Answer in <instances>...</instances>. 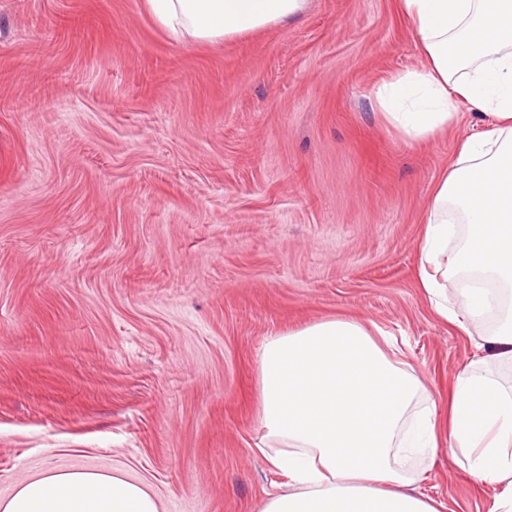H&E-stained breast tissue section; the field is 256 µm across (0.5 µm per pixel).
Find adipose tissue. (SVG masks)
I'll list each match as a JSON object with an SVG mask.
<instances>
[{
  "mask_svg": "<svg viewBox=\"0 0 512 512\" xmlns=\"http://www.w3.org/2000/svg\"><path fill=\"white\" fill-rule=\"evenodd\" d=\"M424 64L377 89L380 119L411 143L453 128L465 101L484 130L457 141L433 186L417 279L438 317L474 337L484 358L456 377L439 407L393 337L352 318L269 338L259 366L261 454L287 480L260 512H440L414 486L417 457L447 448L512 512V386L487 359L512 363V0H398ZM175 40L211 42L301 14L306 0H143ZM464 244L449 250L457 224ZM498 309L499 324L478 330ZM0 512H158L151 494L103 470L47 468Z\"/></svg>",
  "mask_w": 512,
  "mask_h": 512,
  "instance_id": "adipose-tissue-1",
  "label": "adipose tissue"
}]
</instances>
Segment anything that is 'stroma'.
Instances as JSON below:
<instances>
[{
  "instance_id": "1",
  "label": "stroma",
  "mask_w": 512,
  "mask_h": 512,
  "mask_svg": "<svg viewBox=\"0 0 512 512\" xmlns=\"http://www.w3.org/2000/svg\"><path fill=\"white\" fill-rule=\"evenodd\" d=\"M422 59L397 0L178 43L142 0H0V498L47 467L144 484L159 512H258L270 337L352 317L440 405L474 352L416 276L434 143L380 120ZM420 491L486 512L440 451Z\"/></svg>"
}]
</instances>
